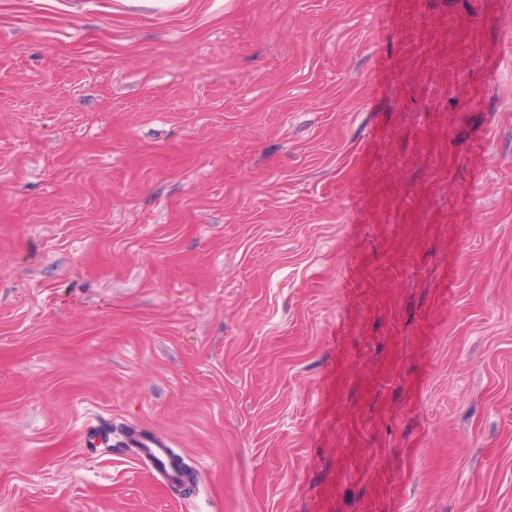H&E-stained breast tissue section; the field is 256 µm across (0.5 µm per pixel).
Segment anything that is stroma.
I'll use <instances>...</instances> for the list:
<instances>
[{
  "label": "stroma",
  "instance_id": "1",
  "mask_svg": "<svg viewBox=\"0 0 512 512\" xmlns=\"http://www.w3.org/2000/svg\"><path fill=\"white\" fill-rule=\"evenodd\" d=\"M0 512H512V0H0Z\"/></svg>",
  "mask_w": 512,
  "mask_h": 512
}]
</instances>
